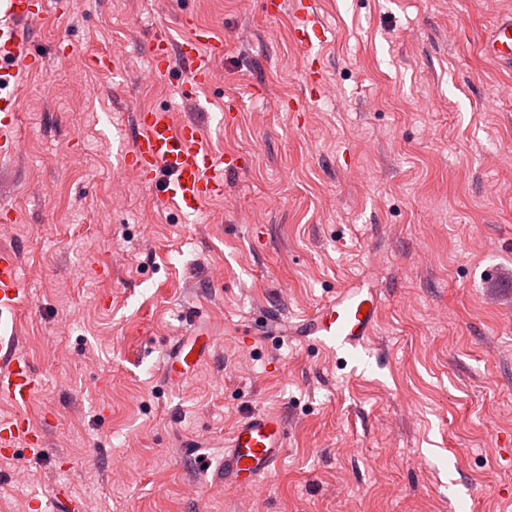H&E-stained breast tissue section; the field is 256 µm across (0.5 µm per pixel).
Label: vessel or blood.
Wrapping results in <instances>:
<instances>
[{
	"instance_id": "obj_1",
	"label": "vessel or blood",
	"mask_w": 512,
	"mask_h": 512,
	"mask_svg": "<svg viewBox=\"0 0 512 512\" xmlns=\"http://www.w3.org/2000/svg\"><path fill=\"white\" fill-rule=\"evenodd\" d=\"M64 16L68 0H0V152L10 154L18 143L10 135L18 122L20 98L15 90L17 62L38 66L40 59L25 36L29 22L47 13ZM185 35L173 41L159 37L150 45L152 72L163 76L180 69L183 97L195 98L212 82L214 64L224 52V42L211 27L185 19ZM295 42L313 51L324 42L326 30L312 16L310 0H296L293 21ZM487 57L512 61V16H499L484 43ZM200 127L196 122L174 124L166 110L138 113L136 133L129 149V162L147 183L162 182L163 198L179 210L197 211L208 199L222 195L221 170L234 163L223 155L199 145ZM20 290L18 256L0 250V307L13 306ZM378 319V301L370 288L355 284L337 291L335 298L318 310L291 319L271 315L274 323H284L285 332L299 339L313 340L330 349L354 350L373 335ZM214 334L205 324L193 326L188 336L167 354L162 370L166 377L195 372L209 356ZM36 387L30 364L21 358L14 343L0 342V397L23 406ZM41 443L42 437L30 428L24 416L0 425V447L10 448L16 439ZM286 451V425L273 412H255L234 424L224 438V459L216 478L228 489H248L272 477Z\"/></svg>"
}]
</instances>
